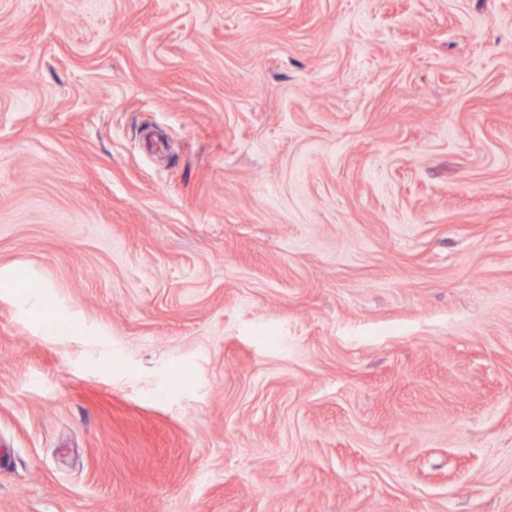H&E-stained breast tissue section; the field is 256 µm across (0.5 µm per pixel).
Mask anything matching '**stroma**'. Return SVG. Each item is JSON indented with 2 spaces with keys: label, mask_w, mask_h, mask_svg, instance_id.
<instances>
[{
  "label": "stroma",
  "mask_w": 512,
  "mask_h": 512,
  "mask_svg": "<svg viewBox=\"0 0 512 512\" xmlns=\"http://www.w3.org/2000/svg\"><path fill=\"white\" fill-rule=\"evenodd\" d=\"M0 271V512H512V0H0Z\"/></svg>",
  "instance_id": "stroma-1"
}]
</instances>
